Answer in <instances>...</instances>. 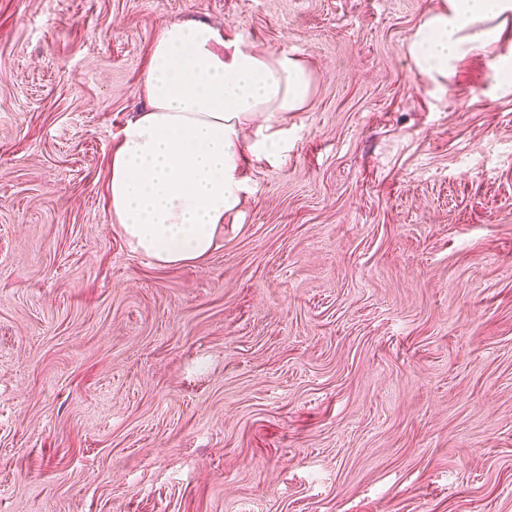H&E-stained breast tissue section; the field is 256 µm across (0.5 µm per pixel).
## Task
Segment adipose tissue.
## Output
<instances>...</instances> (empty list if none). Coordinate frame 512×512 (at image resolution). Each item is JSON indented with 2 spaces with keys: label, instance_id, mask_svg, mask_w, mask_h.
<instances>
[{
  "label": "adipose tissue",
  "instance_id": "obj_1",
  "mask_svg": "<svg viewBox=\"0 0 512 512\" xmlns=\"http://www.w3.org/2000/svg\"><path fill=\"white\" fill-rule=\"evenodd\" d=\"M510 23L512 0H436L407 52L444 92L457 63L499 43ZM143 83L145 104L109 159L110 220L156 265H186L207 257L225 217L239 213L246 156L287 155L279 120L304 107L311 76L288 52L246 49L208 21L171 20L157 30Z\"/></svg>",
  "mask_w": 512,
  "mask_h": 512
}]
</instances>
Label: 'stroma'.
Instances as JSON below:
<instances>
[{"label":"stroma","instance_id":"obj_1","mask_svg":"<svg viewBox=\"0 0 512 512\" xmlns=\"http://www.w3.org/2000/svg\"><path fill=\"white\" fill-rule=\"evenodd\" d=\"M435 0H0V512H512V92ZM308 67L203 261L109 219L161 22ZM511 18V0H437L409 37L413 68L447 92L457 63L499 43Z\"/></svg>","mask_w":512,"mask_h":512}]
</instances>
